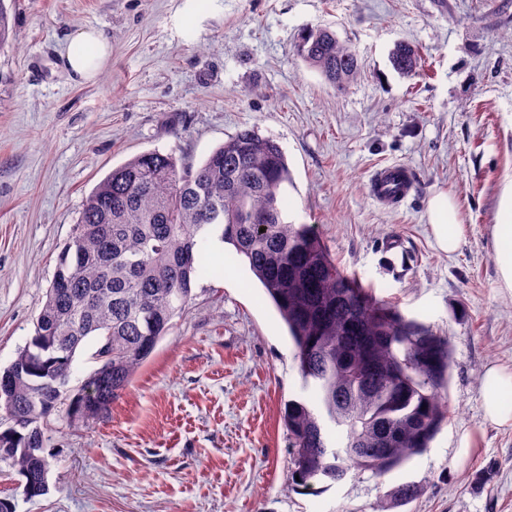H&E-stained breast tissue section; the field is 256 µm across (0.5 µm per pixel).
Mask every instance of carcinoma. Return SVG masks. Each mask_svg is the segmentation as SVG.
Listing matches in <instances>:
<instances>
[{
	"label": "carcinoma",
	"mask_w": 512,
	"mask_h": 512,
	"mask_svg": "<svg viewBox=\"0 0 512 512\" xmlns=\"http://www.w3.org/2000/svg\"><path fill=\"white\" fill-rule=\"evenodd\" d=\"M295 50L338 89L359 74L355 50L330 29L305 31ZM391 62L409 77L420 55L401 43ZM290 183L280 146L244 129L197 168L147 151L94 187L59 254L34 334L0 371L10 377L0 388V461L16 469L25 497L48 491L39 476L50 465L43 445L51 416L64 411L77 423L110 408L193 299L208 269L204 245L214 238L248 263L288 328L303 388L315 393L313 402L284 406L291 488L316 493L352 472L382 476L430 448L450 413L449 339L345 276L311 225L285 221ZM264 215L271 219L259 220ZM87 346L98 367L86 384L99 396L84 387L58 391ZM422 491L402 483L387 508Z\"/></svg>",
	"instance_id": "obj_1"
}]
</instances>
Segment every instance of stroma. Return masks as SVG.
I'll return each instance as SVG.
<instances>
[{"label": "stroma", "mask_w": 512, "mask_h": 512, "mask_svg": "<svg viewBox=\"0 0 512 512\" xmlns=\"http://www.w3.org/2000/svg\"><path fill=\"white\" fill-rule=\"evenodd\" d=\"M0 49V369L34 332L58 255L85 197L112 168L152 150L198 166L252 128L274 139L293 176L285 216L313 225L344 274L447 336L451 412L430 448L385 476L349 475L318 494L289 490L285 403L303 396L279 314L232 250L109 411L52 416L49 491L0 494L15 512H377L394 487L423 492L395 512H512V428L483 419L488 365L512 370V292L492 239L512 178V0H5ZM103 31L95 81L69 71L68 35ZM327 27L357 52L339 90L297 56L303 30ZM422 56L411 77L389 56ZM398 162L416 186L400 205L368 182ZM450 195L464 226L452 254L427 218ZM472 438L464 467L454 456ZM391 62L394 69L403 76L416 74L420 65L418 50L409 43H400L392 52Z\"/></svg>", "instance_id": "obj_1"}]
</instances>
